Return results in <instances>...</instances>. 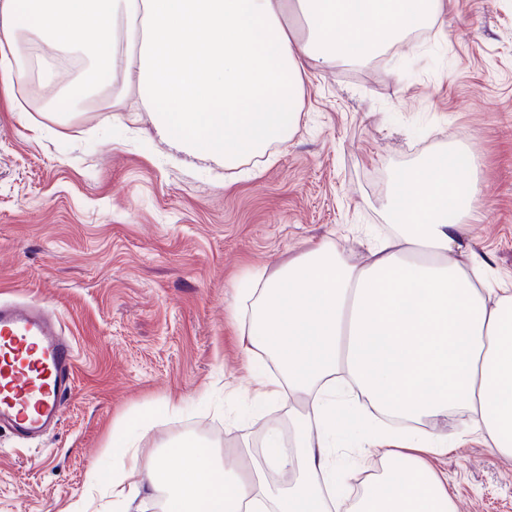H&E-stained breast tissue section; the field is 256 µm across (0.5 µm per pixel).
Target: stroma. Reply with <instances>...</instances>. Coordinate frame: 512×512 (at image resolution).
<instances>
[{
  "mask_svg": "<svg viewBox=\"0 0 512 512\" xmlns=\"http://www.w3.org/2000/svg\"><path fill=\"white\" fill-rule=\"evenodd\" d=\"M444 2L432 41L308 68L288 140L234 167L175 153L137 98L62 118L0 87V298L53 310L78 353L57 429L0 431V512H70L84 497L113 512L112 430L169 400L179 411L137 435L141 460L178 445L186 422L228 467L262 463L271 425L291 447L287 403L240 396L276 368L244 353L232 307L316 242L364 261L358 228L389 224L395 175L440 149L476 159L471 234L512 281V0ZM371 439L357 422L336 433L352 480ZM433 465L457 512H512V459L479 436Z\"/></svg>",
  "mask_w": 512,
  "mask_h": 512,
  "instance_id": "obj_1",
  "label": "stroma"
}]
</instances>
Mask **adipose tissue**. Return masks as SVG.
Instances as JSON below:
<instances>
[{
	"label": "adipose tissue",
	"mask_w": 512,
	"mask_h": 512,
	"mask_svg": "<svg viewBox=\"0 0 512 512\" xmlns=\"http://www.w3.org/2000/svg\"><path fill=\"white\" fill-rule=\"evenodd\" d=\"M296 2L303 31L288 25ZM442 0H0V83L13 84L30 47L46 61L86 62L59 113L108 90L134 92L156 132L179 151L234 165L287 140L299 118L307 68L359 60L436 22ZM448 153L401 171L383 208L391 232L355 263L324 240L282 264L254 292L248 342L278 370L259 374L249 401H285L294 453L268 427L264 467L225 468L212 449L176 448L140 466L138 449L112 436V499L139 484L162 512H329L338 474L332 448L341 417L377 420L367 468L380 462L348 512H456L431 461L461 433L422 422L461 409L466 431L512 457V290L488 271L468 225L449 220L477 193ZM465 431V432H466ZM293 469L272 490L267 471Z\"/></svg>",
	"instance_id": "ef3b65f1"
}]
</instances>
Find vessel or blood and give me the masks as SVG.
<instances>
[{
	"instance_id": "1",
	"label": "vessel or blood",
	"mask_w": 512,
	"mask_h": 512,
	"mask_svg": "<svg viewBox=\"0 0 512 512\" xmlns=\"http://www.w3.org/2000/svg\"><path fill=\"white\" fill-rule=\"evenodd\" d=\"M77 353L59 321L35 302L0 301V425L38 439L60 420Z\"/></svg>"
}]
</instances>
